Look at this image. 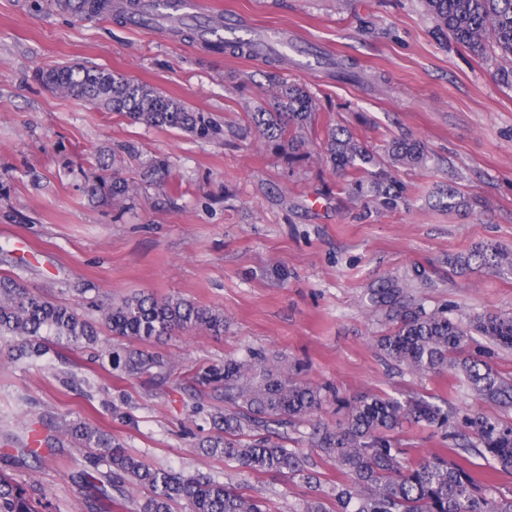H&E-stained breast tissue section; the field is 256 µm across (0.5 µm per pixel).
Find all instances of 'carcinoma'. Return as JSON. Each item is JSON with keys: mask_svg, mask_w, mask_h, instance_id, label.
Wrapping results in <instances>:
<instances>
[{"mask_svg": "<svg viewBox=\"0 0 512 512\" xmlns=\"http://www.w3.org/2000/svg\"><path fill=\"white\" fill-rule=\"evenodd\" d=\"M57 6L79 19L107 12L130 13L139 0H56ZM437 32L474 55L500 52L512 62V0H421ZM176 37L197 38L214 53L251 54V39H212L189 25L170 29ZM45 87L108 112H122L134 123L178 129L199 139H212L222 128L207 113L158 89L95 66L61 65L37 72ZM320 107L302 85L280 83L274 111L248 112V129L262 134L285 155L299 151L306 135L318 132ZM323 149L343 181L336 191L363 206L361 217L376 218L406 203V189L396 178L401 167H425V145L393 138L377 153L352 131L326 126ZM88 193L121 201L137 187L124 179L96 174ZM435 205L467 213L472 200L457 186L437 193ZM465 273L477 265L512 276V252L497 244H478L465 254L448 258ZM425 268L414 266L370 289V301L392 322L378 340L383 354L416 374L448 371L463 375L472 393L512 411V376L493 368L484 356L491 347L512 349V314H483L460 318L446 304L428 309L411 290L426 283ZM100 325L114 336L140 341L160 340L177 331L203 329L224 334V314L184 298L159 299L138 294L101 310ZM63 339L75 348L96 343L97 325L78 308L30 293L9 277H0V338L21 341L16 359H33L47 350L46 337ZM112 365L141 375L159 361L143 353H110ZM302 368L278 364L262 351L224 360L221 368L195 373L202 385L224 387V406L205 411L217 433L206 440L205 451L233 464L241 479L257 474H288L309 486L320 483L309 457L288 447V427L317 414L334 399L343 419L318 422L310 433L317 455L336 469L339 479L326 494L313 493L292 512H512V497H492L463 465L444 456L407 459L393 433L405 422L448 430L455 438L464 430L477 436L479 453L503 470L512 469V421L479 413L457 416L423 399L367 394L346 399L299 377ZM65 434L83 450V464L72 481L87 491L86 503L113 490L125 495V484L147 491L138 512H271L264 499L253 497L232 482L200 473L182 474L152 466L126 452L112 434L86 422L65 425ZM46 494L34 497L29 488L0 474V512H48Z\"/></svg>", "mask_w": 512, "mask_h": 512, "instance_id": "obj_1", "label": "carcinoma"}]
</instances>
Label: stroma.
Masks as SVG:
<instances>
[{"instance_id":"1","label":"stroma","mask_w":512,"mask_h":512,"mask_svg":"<svg viewBox=\"0 0 512 512\" xmlns=\"http://www.w3.org/2000/svg\"><path fill=\"white\" fill-rule=\"evenodd\" d=\"M205 10L233 29L285 35L287 65L217 54L108 15L79 21L37 0H0V277L92 317L145 292L226 320L218 336L195 330L143 342L105 330L96 345L53 340L44 356L19 361L0 341V473L44 490L52 512H88L70 479L82 451L61 437L74 421L111 433L151 465L233 477L223 458L202 450L213 427L193 411L222 405L223 392L191 375L250 349L286 356L344 398L386 394L462 415L502 414L450 373L415 375L386 358L377 340L389 323L367 298L380 278L418 265L432 278L414 292L426 307L445 303L463 318L512 314V278L448 264L480 243L512 249V89L498 84L494 59L437 35L420 0H205ZM337 60L355 63L363 82L332 79ZM61 63L150 84L211 113L223 132L201 140L43 88L36 72ZM284 78L316 96L321 125L349 127L376 150L394 137L427 144L428 167L397 174L407 204L359 220L358 205L335 194L319 140L290 159L246 132L247 113L272 108ZM103 163L135 182L133 198L88 196L87 179ZM452 174L472 212L429 205ZM116 349L160 364L127 376L109 361ZM32 427L57 445L41 461L18 463L9 451ZM396 438L409 458L457 460L491 493L512 496V471L442 431L407 424ZM245 488L273 512H290L310 492L278 474L252 476Z\"/></svg>"}]
</instances>
